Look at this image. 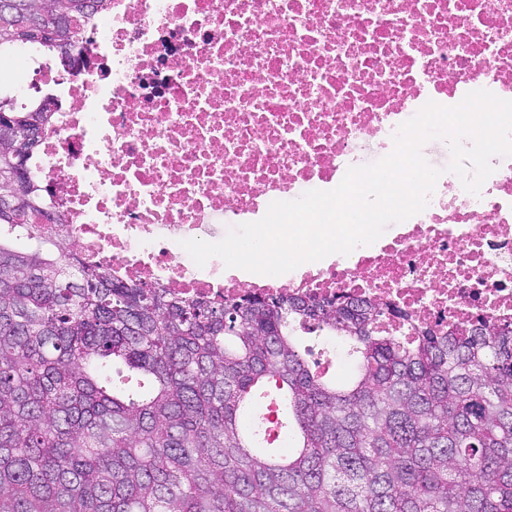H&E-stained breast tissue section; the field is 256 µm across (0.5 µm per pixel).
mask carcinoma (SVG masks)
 I'll use <instances>...</instances> for the list:
<instances>
[{"label": "carcinoma", "instance_id": "obj_1", "mask_svg": "<svg viewBox=\"0 0 512 512\" xmlns=\"http://www.w3.org/2000/svg\"><path fill=\"white\" fill-rule=\"evenodd\" d=\"M16 2L0 58L63 64L112 0ZM52 104L0 95V512H512V325L404 340L382 321L407 313L345 295L201 302L118 277L45 234L18 174ZM297 323L347 378L312 370Z\"/></svg>", "mask_w": 512, "mask_h": 512}]
</instances>
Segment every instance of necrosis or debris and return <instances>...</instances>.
Returning a JSON list of instances; mask_svg holds the SVG:
<instances>
[{
  "instance_id": "4bbe7bcc",
  "label": "necrosis or debris",
  "mask_w": 512,
  "mask_h": 512,
  "mask_svg": "<svg viewBox=\"0 0 512 512\" xmlns=\"http://www.w3.org/2000/svg\"><path fill=\"white\" fill-rule=\"evenodd\" d=\"M54 117L32 156L78 255L191 299L345 294L414 323L512 322V157L453 173L390 241L270 276L197 266L302 185L386 156L427 101L512 100V0H112L74 72L25 56Z\"/></svg>"
}]
</instances>
